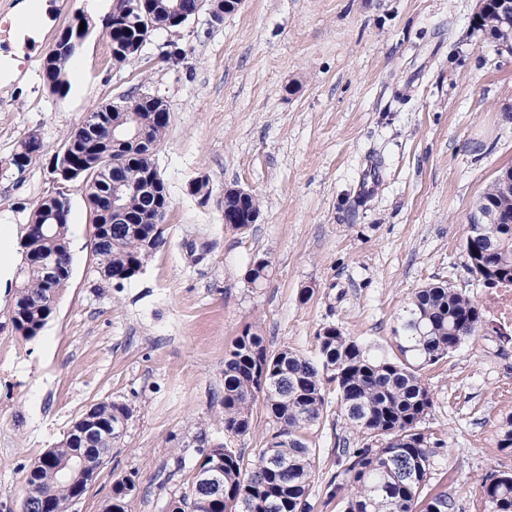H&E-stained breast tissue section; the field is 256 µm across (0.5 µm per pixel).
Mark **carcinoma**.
<instances>
[{
	"mask_svg": "<svg viewBox=\"0 0 512 512\" xmlns=\"http://www.w3.org/2000/svg\"><path fill=\"white\" fill-rule=\"evenodd\" d=\"M128 2L129 11L115 13L105 23L112 59L117 63L133 56L128 47L147 43L156 31L153 18L164 6V0ZM202 9L224 19V0H181V11L169 16L165 29H181ZM74 52L73 47L49 52L45 78L52 91L65 90V64ZM93 114L102 125L117 122L145 133L144 140L118 148L79 126L62 153L54 157L55 166L73 173L89 202L91 246L98 272L109 282L121 283L143 274L149 260L166 244L170 195L155 156L171 124V113L162 100L137 93L121 95ZM46 151L40 133L30 131L17 142L7 163L22 171ZM117 168L127 181L122 203L130 223L112 225V236L103 240L100 230L112 221L107 202ZM484 207L512 214V192L493 179L473 205ZM254 213H261V206L252 195L234 207L238 227L251 224ZM69 214V201L42 200L21 234V289L12 322L26 339L37 337L56 310L47 295H60L69 282ZM473 235L480 245L476 251L465 248L469 271L487 288L512 283V224H481L469 228L468 236ZM52 249L59 252L64 274L49 284L39 259ZM271 271V264L253 262L247 282L260 288ZM483 323L482 306L457 289L437 283L416 289L403 307L394 329L397 355L393 357L371 352L369 346L344 335L333 324L316 332L313 358L290 347L271 354L263 336L245 328L224 357V432L231 437L249 434L257 399L262 400L275 431L250 465L234 450L219 446L224 456V495L210 493L198 485L195 476L189 491L172 502L174 512H311L308 493L315 478L316 453L307 443L306 432L322 420L330 385L346 422L361 435L356 446L344 443L337 449L341 479L329 498L349 489L339 501L342 512H457L459 505L452 493L423 495L445 447L444 440L424 427L434 404L424 370L477 335ZM263 363L267 364L264 379L259 374ZM97 409L100 422L107 427L130 417L127 405L115 401H105ZM497 447L512 450V415L499 423ZM72 452L66 435L43 452L29 468L21 501L30 507L42 502L44 512H69L77 494L85 493L93 480L89 474L72 484L57 476V464ZM132 496L125 482L115 481L105 512H128ZM469 508L472 512H512V470L476 484Z\"/></svg>",
	"mask_w": 512,
	"mask_h": 512,
	"instance_id": "cac0c4a2",
	"label": "carcinoma"
}]
</instances>
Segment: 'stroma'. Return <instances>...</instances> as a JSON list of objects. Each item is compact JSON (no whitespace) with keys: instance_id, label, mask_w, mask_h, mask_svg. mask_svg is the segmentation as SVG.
<instances>
[{"instance_id":"stroma-1","label":"stroma","mask_w":512,"mask_h":512,"mask_svg":"<svg viewBox=\"0 0 512 512\" xmlns=\"http://www.w3.org/2000/svg\"><path fill=\"white\" fill-rule=\"evenodd\" d=\"M21 2L0 0V64L15 73L0 78V214L22 232L53 188L47 158L7 167L24 134L60 152L86 113L132 91L172 115L156 155L171 208L165 246L118 288L97 272L90 207L71 187L69 285L34 339L12 323L15 273L0 277V512H19L32 462L103 400L130 418L73 512H103L126 476L137 484L129 512H166L206 446L254 462L274 431L262 404L248 435L225 436L221 422L224 355L246 327L273 353L313 354L316 332L333 324L389 355L415 288L449 282L481 300L466 215L512 165V56L473 26L477 0H244L222 23L202 11L177 33L154 32L122 63L90 0H47L39 33L20 39L11 19ZM81 15L90 31L58 94L43 60ZM172 41L181 60L165 57ZM200 179L207 195L190 190ZM235 186L261 202L244 230L224 222ZM264 255L272 275L250 287L247 267ZM424 376L426 425L448 452L431 485L463 505L477 482L512 468L497 446V424L512 415V342L484 330ZM357 439L329 402L307 432L311 512H337L327 497L336 448Z\"/></svg>"}]
</instances>
